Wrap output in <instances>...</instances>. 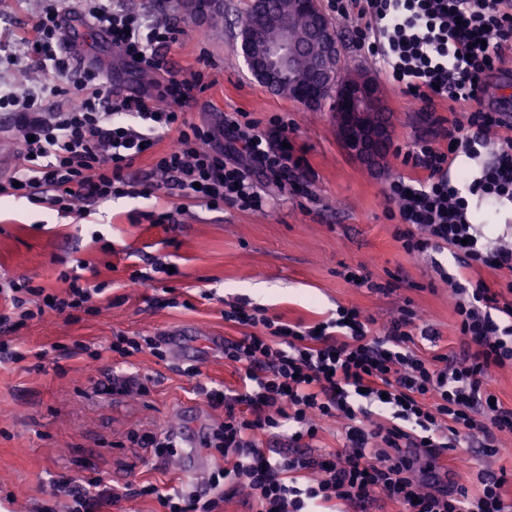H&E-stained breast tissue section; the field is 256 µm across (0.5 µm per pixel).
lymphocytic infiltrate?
<instances>
[{
    "label": "lymphocytic infiltrate",
    "mask_w": 512,
    "mask_h": 512,
    "mask_svg": "<svg viewBox=\"0 0 512 512\" xmlns=\"http://www.w3.org/2000/svg\"><path fill=\"white\" fill-rule=\"evenodd\" d=\"M338 18L353 20L360 48L403 91L426 103L444 99L454 118L442 134L447 148L419 139L404 155L420 177L400 176L384 196L397 207L404 248L422 254L446 249L461 267L480 264L512 272V248L480 243L468 215V198L512 202V140L466 188L448 177L459 154L488 147L487 132L512 126L508 113L484 107L485 77L512 53V0H329ZM61 0H46L21 39L29 68L53 70L54 83L17 94L0 89V111L11 112L20 133L21 165L0 182V196L27 198L67 217L90 216L115 197H143L158 187L180 191L211 208L229 205L263 211L271 195L255 189L258 169L280 191L296 186L302 160L287 148L288 125L268 128L244 112H228L222 127L187 118L201 89L200 75L182 78L162 68L158 51L179 42L183 28L147 22L143 13L115 0H83L77 17L88 30L106 33L113 50L148 81L116 94L100 68L73 51L60 24ZM66 104L52 107L51 98ZM151 156L152 181L135 182L129 170ZM64 291L28 281L0 280L10 302L0 313V356L11 353L8 334L45 314L91 311L101 287L63 273ZM457 302L460 351L417 346L414 331L425 313L403 308L384 335L355 305L309 326L268 315L247 302L230 303L225 320L244 326L224 341L225 361L237 364L241 388L208 391L224 421L206 447L223 460L205 491L169 490L154 484L104 485L100 478L55 484L66 512H102L130 496H152L163 512H220L238 487H247L257 512H324L344 505L369 512L378 498L402 512H512L504 476L486 472L477 491L441 484L436 474L415 475L420 456L442 458L466 438L483 437V453L496 455V434L512 433V407L496 402L493 369L512 363V281L505 291L466 287L447 277ZM341 421L343 449L315 453L323 420ZM289 428L288 445L262 439Z\"/></svg>",
    "instance_id": "1"
}]
</instances>
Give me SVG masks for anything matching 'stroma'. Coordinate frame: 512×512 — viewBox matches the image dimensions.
<instances>
[{"instance_id":"35a3bbf8","label":"stroma","mask_w":512,"mask_h":512,"mask_svg":"<svg viewBox=\"0 0 512 512\" xmlns=\"http://www.w3.org/2000/svg\"><path fill=\"white\" fill-rule=\"evenodd\" d=\"M152 20L185 27L179 44L165 51L169 70L201 73L207 88L189 109L192 121L221 126L227 112L242 111L260 122L278 116L288 123L296 156L303 158L306 193L278 195L257 179L259 191L277 195L273 208L243 211L228 205L213 209L156 190L145 198H119L95 215L78 220L58 215L24 199H0V277L27 278L33 285L63 289L61 272L86 262L82 275L104 292L90 313L72 318L48 314L30 321L12 338L28 357L0 361V512H36L64 500H51V485L68 479L102 478L105 485L151 482L158 486L204 489L206 475L183 479V459L155 456L158 432L179 433L189 425L209 429L224 420L223 409L209 405L214 387L240 388L234 364L224 359V339L243 329L224 318V304L236 299L265 307L290 322L312 324L333 316L337 306L354 304L383 332L404 302L424 309L437 332L440 352L458 351L456 295L444 273L462 272L469 282L492 290L512 280L507 271L477 265L458 269L449 251L407 253L395 237L384 190L399 176H410L401 153L417 137L433 136L451 120L448 102L412 99L378 71L359 49L351 22L340 20L336 33L352 71L374 79L384 91L392 123L386 159L371 169L345 152L328 107L305 108L255 81L237 55L234 14L245 0H224V14L204 21L191 18L176 0H124ZM43 0H0V53L14 52L16 36L41 11ZM204 38H197V31ZM79 54L112 75V90L139 88V74L109 43L89 31L76 40ZM172 212L169 227L151 224L150 214ZM173 274L155 271L156 263ZM149 271L152 281L128 287L130 275ZM363 273L375 289L359 288L348 273ZM173 289L176 306L164 303ZM182 333L198 375L184 374L171 348L162 357L150 352L121 358L109 345L114 334L166 336ZM99 351L69 353L74 343ZM44 351L36 359V351ZM137 377L145 392L115 396L106 390L113 374ZM499 454H480L476 440L462 441L454 454L460 463L442 473L443 482L476 484L480 472L505 473L512 482V434L498 437Z\"/></svg>"}]
</instances>
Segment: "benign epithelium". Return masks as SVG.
<instances>
[{"mask_svg":"<svg viewBox=\"0 0 512 512\" xmlns=\"http://www.w3.org/2000/svg\"><path fill=\"white\" fill-rule=\"evenodd\" d=\"M301 9L315 16L310 33L319 44L316 58L317 75L324 76L326 84L335 88L336 130L346 150L368 167L381 164L382 147L391 137L390 122L384 118L386 107L377 86L366 76L345 72L342 47L329 28L328 18L321 12L318 0H297ZM184 10L199 18L208 19L223 9V0H182ZM293 16L280 20L281 39L267 47L264 68H258L250 59L244 62L252 75L270 85L286 72L293 73L295 59L301 51L297 42L288 39L293 27Z\"/></svg>","mask_w":512,"mask_h":512,"instance_id":"benign-epithelium-1","label":"benign epithelium"}]
</instances>
